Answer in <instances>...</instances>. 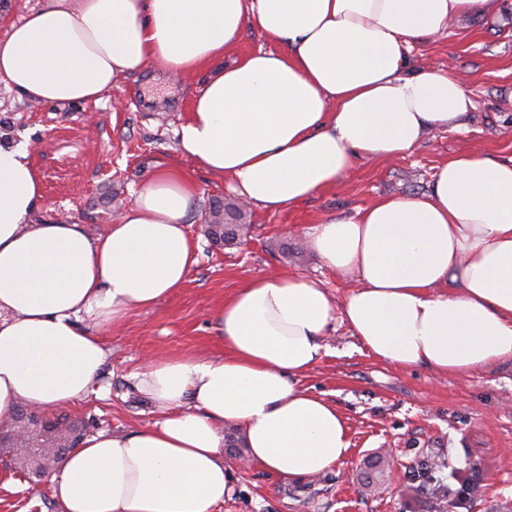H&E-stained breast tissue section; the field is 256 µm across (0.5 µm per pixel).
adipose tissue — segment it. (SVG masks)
Wrapping results in <instances>:
<instances>
[{
  "instance_id": "1",
  "label": "adipose tissue",
  "mask_w": 512,
  "mask_h": 512,
  "mask_svg": "<svg viewBox=\"0 0 512 512\" xmlns=\"http://www.w3.org/2000/svg\"><path fill=\"white\" fill-rule=\"evenodd\" d=\"M492 0H44L0 39V80L30 102H100L129 74L218 65L180 125L178 149L276 212L336 185L355 159L392 161L458 128L464 85L407 54ZM252 24L272 49L228 66ZM0 144V424L20 405L79 403L106 361L101 334L182 288L197 264L195 187L146 179L107 232L40 223V177ZM323 266L355 280L335 302L301 275L254 277L215 308L224 355L148 360L134 375L160 418L83 439L49 479L63 512H212L230 491L224 432L285 479L324 474L350 450L335 406L298 385L334 321L376 358L464 375L512 358V159L443 161L428 194L381 197L304 233Z\"/></svg>"
}]
</instances>
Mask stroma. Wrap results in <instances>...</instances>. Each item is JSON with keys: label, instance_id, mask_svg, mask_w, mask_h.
<instances>
[{"label": "stroma", "instance_id": "stroma-1", "mask_svg": "<svg viewBox=\"0 0 512 512\" xmlns=\"http://www.w3.org/2000/svg\"><path fill=\"white\" fill-rule=\"evenodd\" d=\"M430 64L451 70L471 96L474 107L461 129L426 136L392 162L356 160L336 186L297 206L243 208L251 230L244 244L231 246L212 244L202 230L214 207L233 201L230 179L182 157L176 138L212 68L177 81L149 69L129 75L101 102L65 106L32 104L0 81V143L32 146L45 194L39 220L103 234L157 170L175 169L196 188L187 228L199 245L198 264L174 295L105 333L100 393L59 408V415L86 423L90 434L152 425L158 413L135 389L132 373L159 354L223 356L211 313L243 282L272 272L301 274L322 280L339 301L353 289V280L321 267L302 247L311 224L353 215L383 196L426 194L436 166L457 153L478 149L496 160L512 158V0H495L493 11L461 16L444 34L414 42L410 68ZM327 339L329 354L301 385L344 417L348 458L321 476L285 480L235 464L236 449H225L233 491L213 512H512L511 359L444 377L422 365L398 369L377 359L339 321ZM378 455L388 465L374 489L364 471ZM430 455L448 462L432 478L420 471ZM14 478L15 488L0 487V512H62L48 483L32 484L19 472ZM437 479L450 490L441 511L431 494Z\"/></svg>", "mask_w": 512, "mask_h": 512}]
</instances>
